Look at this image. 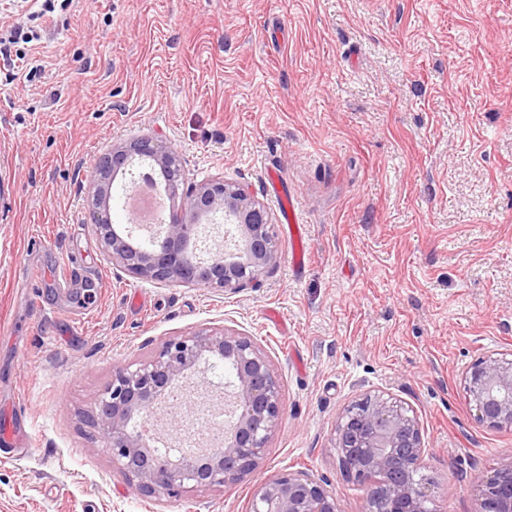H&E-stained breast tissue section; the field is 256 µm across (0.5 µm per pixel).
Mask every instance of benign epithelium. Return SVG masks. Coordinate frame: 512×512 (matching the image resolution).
Returning a JSON list of instances; mask_svg holds the SVG:
<instances>
[{
    "label": "benign epithelium",
    "mask_w": 512,
    "mask_h": 512,
    "mask_svg": "<svg viewBox=\"0 0 512 512\" xmlns=\"http://www.w3.org/2000/svg\"><path fill=\"white\" fill-rule=\"evenodd\" d=\"M148 164L159 170L171 198H182L180 217L160 226L155 241H136L134 221L111 220L112 182ZM177 150L146 135L106 153L90 186L93 224L112 264L155 283L177 282L237 292L273 266L279 247L267 209L247 190L224 180L203 183L184 195ZM224 217V239L233 246L201 247L202 226ZM217 357L233 368L225 386L228 419L224 435L203 455L179 451L162 456L133 423L154 417L158 398L201 363ZM464 389L477 420L496 430H512V358L492 353L464 374ZM282 388L269 357L249 337L224 328L203 329L165 340L148 358L113 366L90 424L106 443L112 465L135 493L179 496L198 487H220L253 473L272 435L281 427ZM345 477L366 484V512H433L418 477L426 451L420 421L407 403L383 393H367L340 412L331 438ZM250 512H340L326 484L306 472H288L262 481ZM476 512H512V458L500 463L481 490Z\"/></svg>",
    "instance_id": "obj_1"
}]
</instances>
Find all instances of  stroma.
Returning a JSON list of instances; mask_svg holds the SVG:
<instances>
[{"label":"stroma","mask_w":512,"mask_h":512,"mask_svg":"<svg viewBox=\"0 0 512 512\" xmlns=\"http://www.w3.org/2000/svg\"><path fill=\"white\" fill-rule=\"evenodd\" d=\"M0 0V512H249L304 471L341 512L366 487L330 446L366 392L417 412L433 512H474L512 457L463 375L512 352V0ZM150 135L190 182L248 187L278 263L235 293L112 264L88 207L96 165ZM302 226L294 270L282 197ZM228 327L268 355L281 427L256 474L176 498L129 491L88 424L115 365Z\"/></svg>","instance_id":"stroma-1"}]
</instances>
